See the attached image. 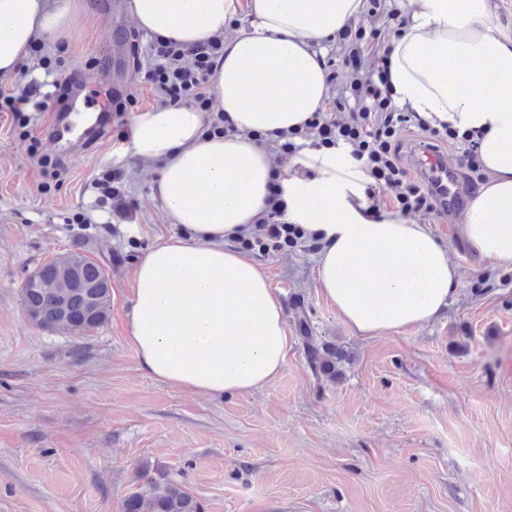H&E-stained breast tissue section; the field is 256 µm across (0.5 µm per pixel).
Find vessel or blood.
I'll use <instances>...</instances> for the list:
<instances>
[{
    "instance_id": "1",
    "label": "vessel or blood",
    "mask_w": 512,
    "mask_h": 512,
    "mask_svg": "<svg viewBox=\"0 0 512 512\" xmlns=\"http://www.w3.org/2000/svg\"><path fill=\"white\" fill-rule=\"evenodd\" d=\"M66 98L56 106L55 121L48 132L65 157L84 152L98 143L112 123L111 96L104 83L96 78L77 75L68 81ZM414 166L456 206L460 187L443 157L426 146L412 153Z\"/></svg>"
}]
</instances>
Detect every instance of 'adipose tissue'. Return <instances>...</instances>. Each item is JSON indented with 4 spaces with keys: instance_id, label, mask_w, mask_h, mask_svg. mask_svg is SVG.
<instances>
[{
    "instance_id": "obj_1",
    "label": "adipose tissue",
    "mask_w": 512,
    "mask_h": 512,
    "mask_svg": "<svg viewBox=\"0 0 512 512\" xmlns=\"http://www.w3.org/2000/svg\"><path fill=\"white\" fill-rule=\"evenodd\" d=\"M410 23L393 44L399 104L432 127L477 132L488 178L460 235L480 258L512 266V36L490 0H410ZM363 0H130L151 36L191 44L249 18L224 46L211 83L234 134H208L191 106L138 112L122 153L157 165L152 187L170 223L137 262L127 336L152 378L209 396L248 394L282 370L284 306L264 268L237 249L265 216L272 161L251 140L304 124L327 95L317 43L357 18ZM78 0H0V74L17 71L35 38L67 37ZM285 180L287 217L319 238L317 285L366 337L435 320L458 291L446 246L427 225L371 219L354 207L367 180L342 149H304Z\"/></svg>"
}]
</instances>
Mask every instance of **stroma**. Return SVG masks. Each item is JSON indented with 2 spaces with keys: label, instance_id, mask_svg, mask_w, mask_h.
I'll return each instance as SVG.
<instances>
[{
  "label": "stroma",
  "instance_id": "1",
  "mask_svg": "<svg viewBox=\"0 0 512 512\" xmlns=\"http://www.w3.org/2000/svg\"><path fill=\"white\" fill-rule=\"evenodd\" d=\"M115 0L81 11L40 81L94 72ZM122 94L105 140L44 178L53 113L0 112V512H121L146 467L164 469L204 512H512V267L473 254L465 212L412 213L448 248L459 291L432 323L357 334L317 288L318 252L260 257L286 313L288 353L253 393L209 397L140 368L125 330L137 259L183 235L152 196L153 165L121 154L134 113L158 106L138 70L150 36L132 16ZM80 251L112 280L108 322L84 337L44 330L20 304L45 262ZM306 309L343 353L315 379L295 327Z\"/></svg>",
  "mask_w": 512,
  "mask_h": 512
}]
</instances>
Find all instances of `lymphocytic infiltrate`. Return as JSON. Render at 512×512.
Listing matches in <instances>:
<instances>
[{"instance_id":"1","label":"lymphocytic infiltrate","mask_w":512,"mask_h":512,"mask_svg":"<svg viewBox=\"0 0 512 512\" xmlns=\"http://www.w3.org/2000/svg\"><path fill=\"white\" fill-rule=\"evenodd\" d=\"M365 21L347 23L336 35L339 65L325 64L328 84L337 95L334 112L319 108L301 128L269 136L257 132L253 138L268 143L276 151L293 155L300 141L311 138L316 147H344L360 163L369 179L368 198L389 194L394 210L444 212L439 193L421 180L412 178L400 161L398 143L407 127L417 126L459 151L458 165L473 184L486 179L474 134H458L451 127L437 130L418 113L398 108L390 84L392 43L405 29V19L396 0H366ZM150 62L140 79L166 104H193L202 111L212 109L210 84L216 62L224 55L221 37L186 46L154 38L149 45Z\"/></svg>"}]
</instances>
